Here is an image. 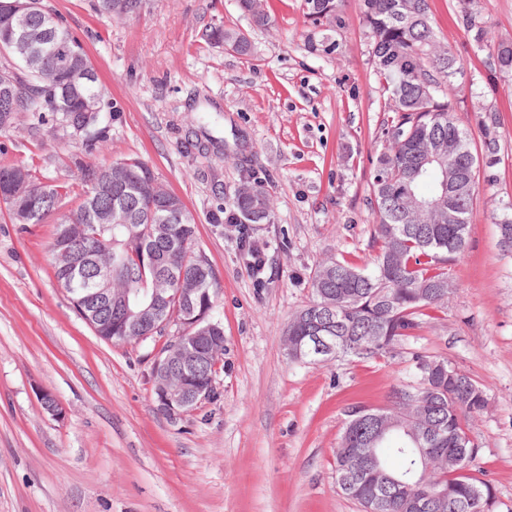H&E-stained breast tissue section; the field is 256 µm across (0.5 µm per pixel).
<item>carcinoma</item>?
I'll use <instances>...</instances> for the list:
<instances>
[{"label":"carcinoma","mask_w":512,"mask_h":512,"mask_svg":"<svg viewBox=\"0 0 512 512\" xmlns=\"http://www.w3.org/2000/svg\"><path fill=\"white\" fill-rule=\"evenodd\" d=\"M240 10L255 24L269 20L262 0H238ZM307 15L321 24L338 15L343 0H306ZM142 0H99L98 10L111 17L136 14ZM363 19L372 45L376 73L393 105L383 120L387 145L376 156L373 181L377 228V253L372 265L360 268L346 261L330 260L317 266L311 278L312 300L288 322L286 335L295 342L320 334L333 336L343 356L366 360L391 356L400 343L414 335L429 312L443 308L451 293L448 263L467 248L469 217L479 194L480 158L493 161L498 146L488 139L477 146L455 121L456 88L451 82L455 58L434 37L428 0H361ZM467 32L478 44L489 42V31L478 13L463 2ZM25 17L29 28L40 33L55 29L67 42L72 60L56 66L48 55L33 56L21 46L0 39V51L13 57L18 68L0 69V131L15 126L26 114L29 128L39 130L48 121L76 129L87 123L82 147L100 148L96 132L103 96L98 80L79 79L93 70L91 61L57 15L45 10L40 0H29ZM216 41L241 54L250 50L244 34L235 29H217ZM495 64L512 72V43L501 41ZM458 143L456 163L465 177L452 204L433 211L418 202L440 194L443 173L424 167V155ZM82 194L77 209L60 211L62 201L72 197L73 186L44 183L22 166L0 167V187L21 190L30 205L27 213L5 198L3 203L14 224H41L56 217L58 227L73 225L74 236H98L95 255L83 251L61 253L50 245L51 265L59 285L68 294L78 315L101 339L122 343L121 325L136 323L133 335L141 340L164 336L152 323L179 322L200 312L213 311L220 292L217 273L209 260L203 269L194 267L202 256L196 250L197 224L180 197L154 194L157 179L141 159L126 157L101 165L77 161ZM169 199L176 213L162 207ZM273 201L262 184L244 177L225 207L213 215L226 224H268ZM502 250L512 254V216L498 224ZM112 267V295L125 293L158 305L147 310L131 307L128 316L108 308L92 294L98 265ZM193 288L194 309L181 305L177 294ZM201 347L206 358L194 374L197 386L207 388L223 371L224 329L212 315L182 335L180 349ZM414 404L430 426V442L422 449L400 429L383 435L373 449L382 474L367 471L364 451L376 436L372 421L358 424L347 419L335 452V473L347 484H337L346 498L363 512H491L495 501L492 484L470 474L478 445L470 438L466 419L484 410L486 396L472 378L453 373L447 360L417 354L410 363V381L393 387Z\"/></svg>","instance_id":"carcinoma-1"}]
</instances>
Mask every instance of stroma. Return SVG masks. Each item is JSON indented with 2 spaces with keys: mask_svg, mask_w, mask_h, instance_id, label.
<instances>
[{
  "mask_svg": "<svg viewBox=\"0 0 512 512\" xmlns=\"http://www.w3.org/2000/svg\"><path fill=\"white\" fill-rule=\"evenodd\" d=\"M42 3L81 41L103 88L104 148L91 161L142 159L196 219V248L221 283L224 370L214 400L169 418L150 381L160 341L96 336L54 278L53 221L11 223L0 203V512H359L334 472L346 412L387 406L416 352L447 359L484 390L485 410L468 420L480 445L471 468L493 485V512H512V258L496 224L512 214V73L474 44L459 0H428L436 38L458 60L455 118L479 144L495 116L499 152L481 169L448 305L394 356L322 364L289 361L283 337L319 263L366 267L375 256L371 159L385 145L390 99L361 0L319 26L304 0H265L266 26L237 0H145L123 20L96 0ZM224 27L247 35L248 54L212 39ZM81 143L60 123L35 132L23 118L0 132V167L75 185ZM247 169L275 210L250 227L266 246L259 278L234 228L212 219ZM44 390L61 415L43 409Z\"/></svg>",
  "mask_w": 512,
  "mask_h": 512,
  "instance_id": "obj_1",
  "label": "stroma"
}]
</instances>
